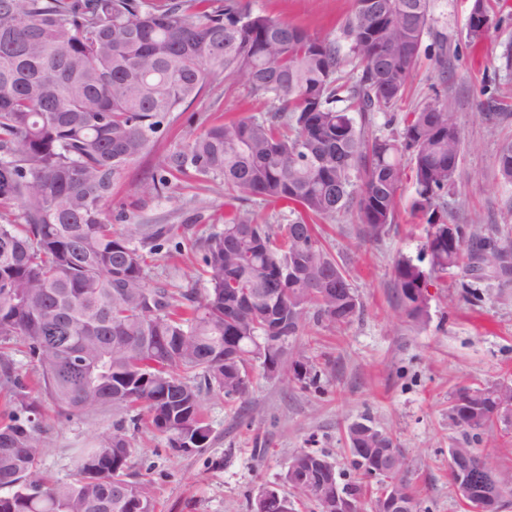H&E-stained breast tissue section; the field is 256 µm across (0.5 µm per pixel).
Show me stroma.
Wrapping results in <instances>:
<instances>
[{
	"label": "stroma",
	"mask_w": 512,
	"mask_h": 512,
	"mask_svg": "<svg viewBox=\"0 0 512 512\" xmlns=\"http://www.w3.org/2000/svg\"><path fill=\"white\" fill-rule=\"evenodd\" d=\"M241 2L338 41L354 10V0ZM471 5L472 0H433L431 31L394 113L404 117L436 94L455 102L464 151L446 199V218L512 239V188L501 183L496 162L500 145L512 140V70L503 68V55L512 47V0H500L502 23L475 47L467 40ZM442 38L448 41L444 75L434 58ZM492 100L504 104L495 120L485 117ZM269 108L243 79L206 87L185 111L174 113L165 136L130 165L112 190L110 212L126 210L135 224L186 222L205 228L223 223L237 203L225 198L219 183L178 175L171 179L170 199L159 201L136 195L135 186L157 173L166 154L180 146L186 119L205 127L260 117ZM411 194L404 189L394 223L378 239L364 238L353 208L320 227L329 251L349 273L363 312L339 329L306 318L295 344L319 362L318 386L303 389L288 374L270 378L256 366L241 402L229 405L222 395L204 394L211 440L199 453L169 448L165 436L145 429L130 432L133 472L156 512H250L263 488L282 487L292 456L302 449L325 452L340 483L360 485L369 510L382 483L354 470L346 441L348 427L364 420L402 448L422 512H469L449 477V450L461 431L449 419L448 406L459 387L512 382V285L485 280L466 290L460 271L450 270L427 289L426 322H409L396 305L392 263L401 255L417 257L425 242L426 226L412 212ZM201 200L208 205L202 212L196 209ZM202 268L201 251L174 258L160 254L150 276L172 291L192 284L202 289ZM42 413L50 446L41 470L59 483L70 480L80 449L112 432L119 420L108 408L65 417L50 400Z\"/></svg>",
	"instance_id": "1"
}]
</instances>
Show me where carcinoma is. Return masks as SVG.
Returning a JSON list of instances; mask_svg holds the SVG:
<instances>
[{
    "label": "carcinoma",
    "mask_w": 512,
    "mask_h": 512,
    "mask_svg": "<svg viewBox=\"0 0 512 512\" xmlns=\"http://www.w3.org/2000/svg\"><path fill=\"white\" fill-rule=\"evenodd\" d=\"M432 0H355L343 34L348 48L255 12L241 0H0V205L18 214L0 223V512H155L131 480L132 448L116 424L83 451L75 478L51 483L39 465L48 442L38 394L67 417L97 408H142L170 447H207L211 429L202 392L243 399L249 368L281 364L303 387L319 364L293 341L308 313L342 327L361 303L308 219L334 220L356 207L367 237L394 222L407 161L413 210L429 226V269L394 261L397 305L412 322L428 316L432 276L463 268L476 280L512 283L504 267L512 243L471 224L442 219L463 141L454 101L435 96L407 113L402 128L369 140L352 112L391 110L403 99L432 21ZM487 19L468 23L476 45L502 22L491 0H473ZM242 78L278 106L263 117L188 125L183 144L160 172L138 186L167 198L170 177L224 185L228 197L294 205L286 224H259L238 210L201 240L189 224L112 229L106 205L128 166L167 131L171 115L209 84ZM512 184V140L497 155ZM202 244L206 288L174 295L147 278L148 259L166 247ZM21 342L37 373L32 386L9 351ZM78 356L89 379L60 366ZM498 385L459 388L448 417L463 430L455 451L474 447L489 428ZM352 465L397 481L418 512L412 470L391 436L365 422L348 427ZM283 481L320 512H360L356 488L339 483L323 452L302 450ZM499 498L480 496L482 512H502L512 473L495 471ZM294 502L266 488L252 512H293Z\"/></svg>",
    "instance_id": "1"
}]
</instances>
